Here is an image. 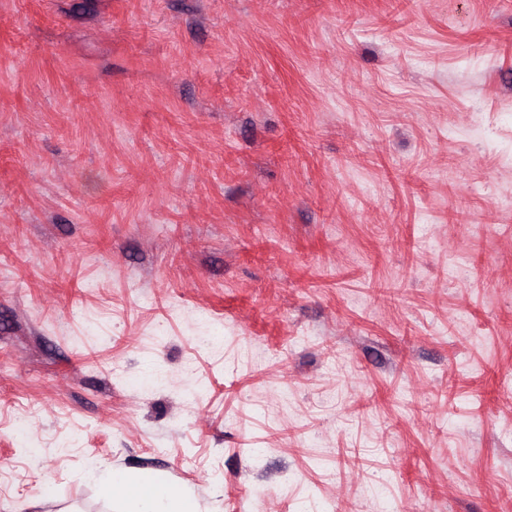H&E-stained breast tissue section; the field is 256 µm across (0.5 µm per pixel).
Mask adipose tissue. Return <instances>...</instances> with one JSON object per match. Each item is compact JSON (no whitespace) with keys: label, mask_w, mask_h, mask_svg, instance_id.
<instances>
[{"label":"adipose tissue","mask_w":512,"mask_h":512,"mask_svg":"<svg viewBox=\"0 0 512 512\" xmlns=\"http://www.w3.org/2000/svg\"><path fill=\"white\" fill-rule=\"evenodd\" d=\"M100 492L105 496L125 497L128 512H199L198 502L192 494L177 488H159L151 479L121 471L101 483Z\"/></svg>","instance_id":"adipose-tissue-1"}]
</instances>
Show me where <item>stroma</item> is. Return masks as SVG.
<instances>
[{"instance_id":"1","label":"stroma","mask_w":512,"mask_h":512,"mask_svg":"<svg viewBox=\"0 0 512 512\" xmlns=\"http://www.w3.org/2000/svg\"><path fill=\"white\" fill-rule=\"evenodd\" d=\"M113 471L512 512V0H0V512Z\"/></svg>"}]
</instances>
